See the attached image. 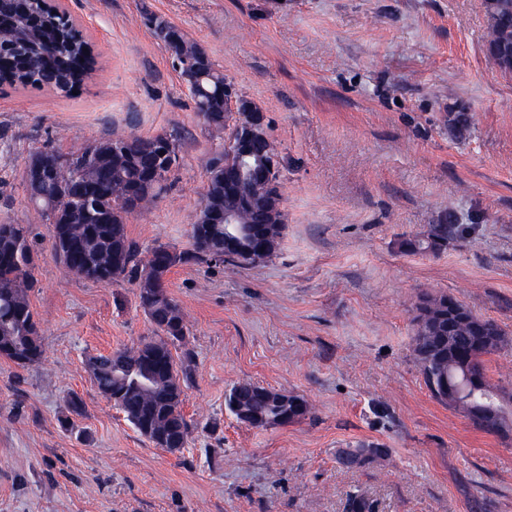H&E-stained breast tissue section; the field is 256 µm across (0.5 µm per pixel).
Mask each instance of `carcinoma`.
I'll list each match as a JSON object with an SVG mask.
<instances>
[{"instance_id": "obj_1", "label": "carcinoma", "mask_w": 512, "mask_h": 512, "mask_svg": "<svg viewBox=\"0 0 512 512\" xmlns=\"http://www.w3.org/2000/svg\"><path fill=\"white\" fill-rule=\"evenodd\" d=\"M488 43L512 47V0H486ZM154 32L171 52L189 87L194 110L214 129L245 128L257 106L239 93L214 61L189 44L169 21L151 18ZM91 44L65 10L19 0L0 15V85L49 88L69 96L83 86L95 67ZM242 108L231 109V102ZM177 131L148 137L116 136L96 140L77 152L44 146L33 152L23 177L26 204L37 218L55 227L50 246L54 259L69 274L99 283L127 279L136 285L139 307L153 326L154 337L132 349L92 357L87 362L98 391L123 413L154 447L175 453L188 443L190 425L182 411L184 386L190 378V354L177 361L172 346L188 335L180 304L168 291L172 269L198 262L206 265L256 263L276 251L282 229L279 193L282 158L263 123L252 125L251 158L242 165L226 147L207 163V187L192 225V249L159 244L142 255L127 235V218L142 205L165 194L179 166ZM236 212L237 223L253 231L254 240L226 253L224 225L215 219ZM453 224H438L425 238L409 239L411 253L436 254L456 233ZM34 248L27 224H0V354L25 367L44 355L39 324L30 304L35 287ZM414 351L431 395L460 411L488 434L512 430V390L489 382L483 357L498 351L507 333L492 320L476 316L446 293H425L416 305ZM226 407L256 429L295 422L310 413L307 401L251 382L231 389ZM382 455L363 445L339 452V463L355 468ZM347 512H375L360 493L347 499Z\"/></svg>"}]
</instances>
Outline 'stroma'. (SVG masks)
I'll use <instances>...</instances> for the list:
<instances>
[{
  "label": "stroma",
  "mask_w": 512,
  "mask_h": 512,
  "mask_svg": "<svg viewBox=\"0 0 512 512\" xmlns=\"http://www.w3.org/2000/svg\"><path fill=\"white\" fill-rule=\"evenodd\" d=\"M92 42L78 94L0 90V222L26 224L30 302L44 359L0 358V512H512V433H485L435 400L413 352L421 294L445 292L512 338V74L487 52L484 0H58ZM173 23L264 117L284 159V228L270 258L189 263L168 276L189 333L177 454L155 448L93 384L88 357L152 328L136 286L66 273L34 224L30 152L178 131L172 186L129 215L141 250L191 246L206 165L227 131L205 127L149 22ZM437 254L405 250L435 225ZM303 397L309 414L238 422L240 382ZM78 396L81 415L69 414ZM384 455L348 469L341 448ZM455 224H438L433 232L426 238H415L406 240L404 247L411 253H432L436 254L445 249L448 239L456 233Z\"/></svg>",
  "instance_id": "1"
}]
</instances>
